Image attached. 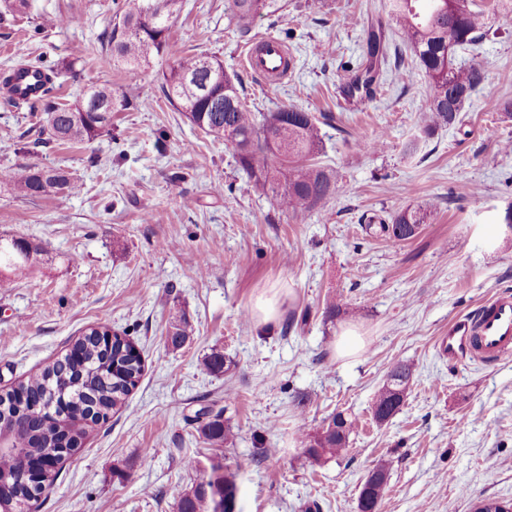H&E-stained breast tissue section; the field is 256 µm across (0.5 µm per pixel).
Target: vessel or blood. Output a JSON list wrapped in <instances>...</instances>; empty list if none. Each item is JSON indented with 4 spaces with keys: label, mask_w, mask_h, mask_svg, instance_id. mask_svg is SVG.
<instances>
[{
    "label": "vessel or blood",
    "mask_w": 512,
    "mask_h": 512,
    "mask_svg": "<svg viewBox=\"0 0 512 512\" xmlns=\"http://www.w3.org/2000/svg\"><path fill=\"white\" fill-rule=\"evenodd\" d=\"M249 69L264 81L283 80L294 67L285 45L267 36L245 48ZM46 89L45 78L26 70L0 84V90L17 102H33ZM442 356L449 361L471 359L495 363L512 357V295L501 293L482 304L476 312L457 318L439 340Z\"/></svg>",
    "instance_id": "vessel-or-blood-1"
}]
</instances>
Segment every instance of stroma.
Here are the masks:
<instances>
[{
	"label": "stroma",
	"mask_w": 512,
	"mask_h": 512,
	"mask_svg": "<svg viewBox=\"0 0 512 512\" xmlns=\"http://www.w3.org/2000/svg\"><path fill=\"white\" fill-rule=\"evenodd\" d=\"M493 26L467 62L482 73L478 104L457 129L423 135L427 83L414 59L404 80L383 78L353 105L342 90L360 62L367 30L387 21V0H278L251 31L286 44L288 79L270 83L241 63L245 44L228 0H184L164 54L135 71L113 65L104 43L125 0H0V75L20 56L57 73V97L106 87L116 102L108 135L90 144L38 143L46 116L0 95V169L60 168L80 190L66 199L0 188V237L40 251L25 276L0 286V392L64 356L100 325L139 349L144 371L126 404L88 427L63 461L38 512H177L179 492L221 462L237 476L239 512H359L365 478L388 463L378 512H474L512 501V357L452 363L438 340L456 318L512 293V120L481 106L512 100V13L477 0ZM76 24L60 25L63 16ZM220 58L237 75L248 109L293 105L316 119L336 194L294 223L237 169L230 145L212 141L162 92L182 56ZM136 92L123 105L128 87ZM384 136L363 152L358 143ZM416 152H407L410 141ZM475 185L478 196L464 195ZM430 208L406 241L367 236L369 218ZM278 294L271 323L257 299ZM343 306L324 314L332 298ZM185 311L194 336L166 343L169 310ZM357 325L364 353L336 358L342 325ZM224 353L231 367L210 373ZM413 367L401 410L376 423L372 406L391 362ZM304 396L297 405L296 396ZM223 410L234 438L206 444L201 408ZM355 415L347 452L310 462L297 441L330 415ZM274 455L255 461L260 442Z\"/></svg>",
	"instance_id": "stroma-1"
}]
</instances>
